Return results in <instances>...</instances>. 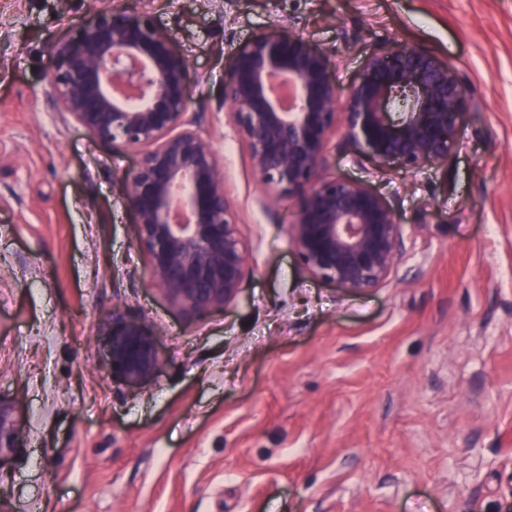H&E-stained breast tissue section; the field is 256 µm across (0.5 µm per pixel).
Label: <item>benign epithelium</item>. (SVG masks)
I'll return each instance as SVG.
<instances>
[{
  "instance_id": "benign-epithelium-1",
  "label": "benign epithelium",
  "mask_w": 512,
  "mask_h": 512,
  "mask_svg": "<svg viewBox=\"0 0 512 512\" xmlns=\"http://www.w3.org/2000/svg\"><path fill=\"white\" fill-rule=\"evenodd\" d=\"M51 109L102 143L139 153L120 191L136 218L135 243L153 283L184 315L224 308L242 292L248 251L224 167L190 111L189 68L146 15L111 7L51 44ZM408 99L395 122L390 107ZM470 91L433 52L383 43L340 99L330 51L302 38L259 33L241 44L224 76V104L261 183L300 200L289 237L307 273L354 293L381 288L407 248L392 205L369 187L325 174L336 129L360 153L414 170L448 165L463 135ZM160 359L153 335L112 325L109 367L128 382ZM0 406V456L19 447Z\"/></svg>"
}]
</instances>
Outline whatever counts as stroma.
Instances as JSON below:
<instances>
[{
  "label": "stroma",
  "mask_w": 512,
  "mask_h": 512,
  "mask_svg": "<svg viewBox=\"0 0 512 512\" xmlns=\"http://www.w3.org/2000/svg\"><path fill=\"white\" fill-rule=\"evenodd\" d=\"M188 61L249 253L239 299L188 317L151 283L119 191L137 152L51 112L48 46L105 0H0V402L23 443L0 512H504L512 504V0H115ZM274 31L333 48L339 93L389 39L466 80L444 167L348 145L329 175L384 196L407 253L388 285L312 278L298 198L257 178L222 103L236 48ZM158 369L107 367L113 320Z\"/></svg>",
  "instance_id": "obj_1"
}]
</instances>
